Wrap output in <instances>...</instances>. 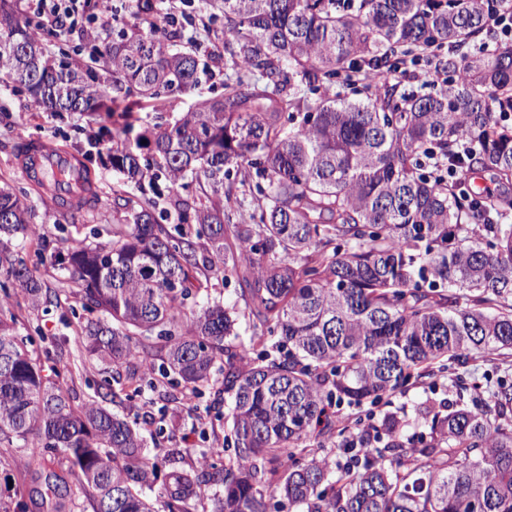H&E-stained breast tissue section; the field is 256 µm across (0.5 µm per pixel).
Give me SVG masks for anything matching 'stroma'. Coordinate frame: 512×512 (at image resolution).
<instances>
[{"label": "stroma", "instance_id": "obj_1", "mask_svg": "<svg viewBox=\"0 0 512 512\" xmlns=\"http://www.w3.org/2000/svg\"><path fill=\"white\" fill-rule=\"evenodd\" d=\"M224 80L223 70L216 68L203 75L191 91L165 98L161 108L146 105L136 109L137 126L153 125L161 117L170 120L181 117L197 99L222 93ZM113 122V117L102 112L60 116L51 112H31L26 107L25 98L13 88L0 89L1 182L25 186L26 181L14 164V154L17 145L27 138H45L76 155L91 158L100 190L98 208H87L76 220L70 221L56 214L39 193L31 194L29 203L35 211L34 221L43 225L44 236L49 241H56L65 234L78 238L93 234L100 240L110 239L113 188L120 184V180L111 166L104 163L112 139L101 135L100 130L112 127ZM0 244L18 254L46 287H57L62 271L49 252L41 250L37 243L17 239H7ZM18 320L21 334L32 337L35 350H47L56 356L63 386L68 389L73 403L80 405L90 400L104 374L100 365L84 352L68 307L63 305L46 312L22 311ZM503 377L512 381V351L474 355L464 372L468 386L479 387L483 392ZM166 391V385H157L134 399L114 405L113 411L137 421L145 435L154 436L159 453H166L170 448L182 449L183 458L176 465L179 468L198 467L213 440L224 437V396L219 386L214 385L195 397L191 404L178 408L166 400Z\"/></svg>", "mask_w": 512, "mask_h": 512}]
</instances>
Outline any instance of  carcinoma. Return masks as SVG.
I'll list each match as a JSON object with an SVG mask.
<instances>
[{
  "instance_id": "carcinoma-1",
  "label": "carcinoma",
  "mask_w": 512,
  "mask_h": 512,
  "mask_svg": "<svg viewBox=\"0 0 512 512\" xmlns=\"http://www.w3.org/2000/svg\"><path fill=\"white\" fill-rule=\"evenodd\" d=\"M163 0H131L112 38L50 54L39 22L0 0V82L32 112H115L108 162L153 196L116 203L112 238L54 248L66 270L47 288L0 251V445L16 448L42 488L21 485L0 512H64L79 494L94 512H157L141 490L159 462L109 404L141 392L154 371L186 402L222 376L224 447L200 468L173 470L166 512H266L278 497L304 512H512V381L442 412L416 408L351 428L336 408L376 405L411 380L478 352L512 349V197L484 204L459 172L512 181V41L470 50L512 0H201L224 17V94L126 139L133 109L190 90L210 55L161 29ZM448 52H442V48ZM111 69L100 81L73 55ZM417 51L435 92L400 93L383 74ZM361 73L356 98L328 89ZM262 181L231 182L243 163ZM164 181L165 189L158 182ZM195 182L203 197L179 190ZM194 232L159 222L157 200ZM27 192L0 185V236L44 241ZM244 308L197 297L212 276ZM74 299L85 351L115 369L97 399L72 404L55 359L16 332L11 308ZM248 318L249 343L236 338ZM359 448L345 461L330 444Z\"/></svg>"
}]
</instances>
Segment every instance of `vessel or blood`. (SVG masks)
<instances>
[{
	"label": "vessel or blood",
	"instance_id": "vessel-or-blood-1",
	"mask_svg": "<svg viewBox=\"0 0 512 512\" xmlns=\"http://www.w3.org/2000/svg\"><path fill=\"white\" fill-rule=\"evenodd\" d=\"M17 167L53 208L76 204L83 197L93 201L100 195L96 183L85 179L77 157L51 141L24 140Z\"/></svg>",
	"mask_w": 512,
	"mask_h": 512
}]
</instances>
